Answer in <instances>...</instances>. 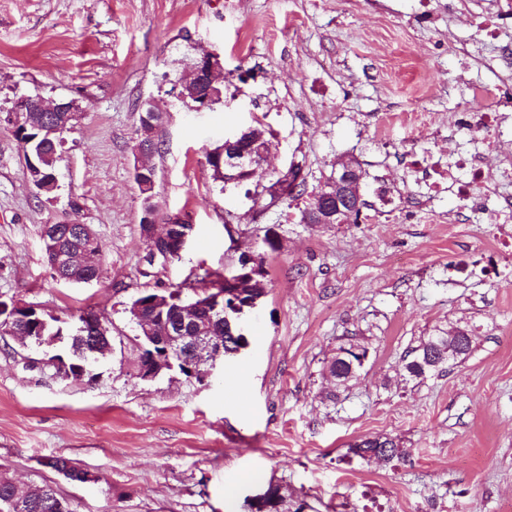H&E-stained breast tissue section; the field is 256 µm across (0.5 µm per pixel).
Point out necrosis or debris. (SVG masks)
<instances>
[{
  "label": "necrosis or debris",
  "mask_w": 512,
  "mask_h": 512,
  "mask_svg": "<svg viewBox=\"0 0 512 512\" xmlns=\"http://www.w3.org/2000/svg\"><path fill=\"white\" fill-rule=\"evenodd\" d=\"M500 101L498 86L485 83L475 86L471 97L458 103L454 121L462 126L467 142L456 146L453 170H436L426 180L429 192H438L446 184L459 199L470 203V210L460 218L464 224L512 222V199L488 189L493 178L512 181V165L497 174L485 162L486 152L504 138L506 115L498 110Z\"/></svg>",
  "instance_id": "4bbe7bcc"
}]
</instances>
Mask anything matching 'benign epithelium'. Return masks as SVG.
Masks as SVG:
<instances>
[{
	"instance_id": "obj_1",
	"label": "benign epithelium",
	"mask_w": 512,
	"mask_h": 512,
	"mask_svg": "<svg viewBox=\"0 0 512 512\" xmlns=\"http://www.w3.org/2000/svg\"><path fill=\"white\" fill-rule=\"evenodd\" d=\"M220 56L214 53H205L196 59L193 66L192 78H214L223 71ZM177 97L184 103L191 105L192 110L200 112L207 108L213 99L222 95L220 87L212 84L203 89L201 84L180 83L176 87ZM72 112L74 107L68 105L61 109L53 104H46L39 98L21 97L14 106L0 114V122L10 130L23 123L22 114L27 112ZM254 128L247 127L233 134L224 136L221 146L209 151V155L219 165L224 175V184H242L252 178L256 169L266 160L265 148L255 147L252 142ZM155 129L144 126L140 129L135 147L137 159L134 169V178L146 193L154 191L156 184V171L144 168L142 161L152 155ZM33 183L41 190L50 192L57 188V177H43L37 167L28 170ZM363 175L349 163L336 169L333 177L316 195V207L312 213V224H340L342 223L341 203L361 207V187ZM145 225L141 234L147 243V252L144 261L150 265L160 261L169 264L173 259L181 256L189 241L190 231L182 227L184 219L172 215L165 230L158 231L157 224L161 222L158 210L154 209L144 214ZM77 237L83 241L94 243L95 236L89 225L81 224L76 227L68 226L63 229L57 224H45L41 230L44 251L50 259V265L57 274L73 269L77 261L78 251L70 248L66 243L68 236ZM256 267L253 266L252 255L248 254L239 262L236 269L224 274V283L196 297L188 302L191 309H207L219 316L224 322V331L230 335L234 343V353H239L248 344L246 336L242 333L241 320L244 314L255 308L259 297L246 293L240 288L244 281H254ZM160 310L165 302L158 295L151 293L141 294L131 304V320L137 327L139 339L146 342L151 349L147 358L139 359L135 376L142 381L156 378L162 371L170 370L179 365L185 369L189 376L200 374V367L212 369L215 362L224 358V337L209 336L204 333H193L192 325L182 320L173 326H168V334H157V323L153 318L145 315L149 308Z\"/></svg>"
}]
</instances>
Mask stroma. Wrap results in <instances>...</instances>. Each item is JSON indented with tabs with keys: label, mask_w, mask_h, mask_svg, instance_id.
I'll return each instance as SVG.
<instances>
[{
	"label": "stroma",
	"mask_w": 512,
	"mask_h": 512,
	"mask_svg": "<svg viewBox=\"0 0 512 512\" xmlns=\"http://www.w3.org/2000/svg\"><path fill=\"white\" fill-rule=\"evenodd\" d=\"M488 0H0V110L22 95L76 101L58 188L31 182L0 126V299L73 327L92 310L112 351L80 380L36 347L0 335V471L50 483L72 512H248L268 482L304 512H512V223L452 224L462 202L407 187L412 153L447 161L448 119L475 82L512 96L497 67L512 43L484 37ZM218 53L224 97L203 112L173 89L196 58ZM164 114L154 202L194 226L180 260L148 265L133 176L140 107ZM271 132L256 174L300 165L318 189L341 158L365 172L355 224H303L284 204L253 212L221 190L207 152L225 134ZM81 206L72 213L71 202ZM103 246L90 284L59 280L41 228L71 219ZM281 247L267 252L266 227ZM265 256L266 293L242 322L248 345L204 378L135 376L127 309L198 266ZM466 322L471 354L445 372L405 377L402 357L434 327ZM369 350L358 379L325 397L328 361L347 337ZM392 437L404 458L348 452ZM63 455L92 479L45 468Z\"/></svg>",
	"instance_id": "1"
}]
</instances>
